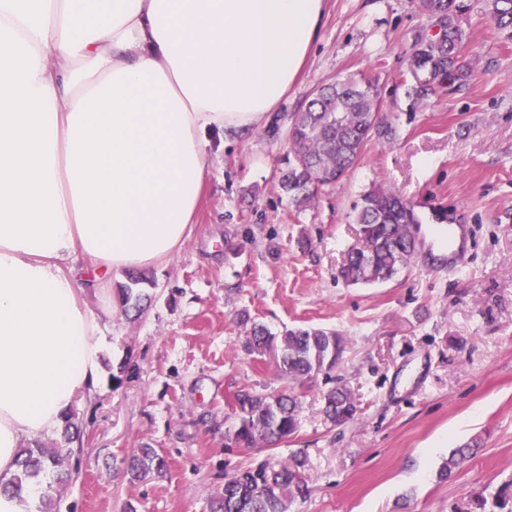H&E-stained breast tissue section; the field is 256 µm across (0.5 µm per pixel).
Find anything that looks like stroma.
I'll list each match as a JSON object with an SVG mask.
<instances>
[{
	"label": "stroma",
	"mask_w": 512,
	"mask_h": 512,
	"mask_svg": "<svg viewBox=\"0 0 512 512\" xmlns=\"http://www.w3.org/2000/svg\"><path fill=\"white\" fill-rule=\"evenodd\" d=\"M465 4L470 90L419 102L404 82L414 35L433 25L418 0H326L277 110L210 151L187 242L148 270L150 305L134 321L117 304L104 316L102 383L71 407L83 445L57 512H207L253 460L226 445L234 393L288 386L272 355L244 352V313L276 336L302 326L345 339L332 375L303 389L298 436L266 454L274 465L307 455L311 495L289 512H512V33L482 0ZM358 72L377 78L390 135L372 136L341 185L296 210L278 185L288 117ZM374 188L414 205L421 244L393 280L350 286L338 270L360 241L353 206ZM435 209L470 227L460 270L435 265ZM334 381L360 407L336 427L322 412ZM145 444L167 469L129 483L122 461ZM467 444L477 455L442 476L449 450Z\"/></svg>",
	"instance_id": "1"
}]
</instances>
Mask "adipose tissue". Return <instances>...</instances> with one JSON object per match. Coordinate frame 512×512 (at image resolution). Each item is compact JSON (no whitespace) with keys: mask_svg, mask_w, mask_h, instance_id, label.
Instances as JSON below:
<instances>
[{"mask_svg":"<svg viewBox=\"0 0 512 512\" xmlns=\"http://www.w3.org/2000/svg\"><path fill=\"white\" fill-rule=\"evenodd\" d=\"M324 0H0V478L102 378L113 271L184 246L213 135L293 85Z\"/></svg>","mask_w":512,"mask_h":512,"instance_id":"1","label":"adipose tissue"}]
</instances>
